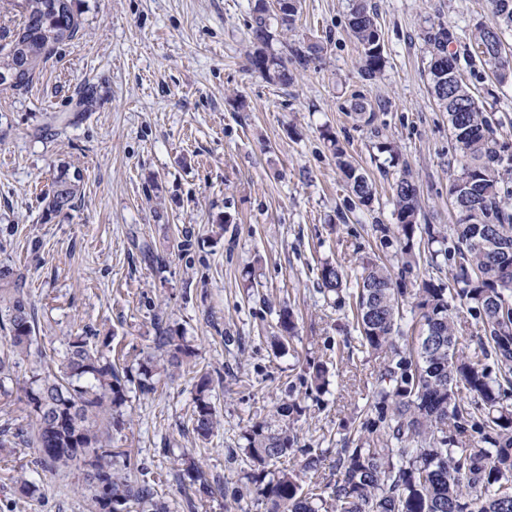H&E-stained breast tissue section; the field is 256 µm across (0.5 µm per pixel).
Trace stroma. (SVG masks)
<instances>
[{
	"label": "stroma",
	"instance_id": "obj_1",
	"mask_svg": "<svg viewBox=\"0 0 512 512\" xmlns=\"http://www.w3.org/2000/svg\"><path fill=\"white\" fill-rule=\"evenodd\" d=\"M372 2L386 66L371 81L358 73L347 0H300L295 30L277 34L273 49L315 36L327 53L287 87L249 68L253 0H77V37L53 49L26 88L0 85V264L20 276L39 347L59 357L85 333L133 368L164 327L194 352L175 374L159 372L154 395L130 389L127 422L112 434L170 512H192L181 455L242 483L243 433L303 397L306 361L326 362L329 384L294 425L302 447L337 448L340 426L369 401L379 362L368 353L342 362L353 315L325 301L321 265L353 275L378 256L406 287L449 282L427 256L406 266L396 238L379 243L377 225L395 222L388 184L398 170L378 145L408 163L420 224L448 235L461 156L430 92L423 34L431 22L448 24L452 51L465 56L490 5ZM461 72L512 143V83L479 66ZM88 86L95 97L84 109L77 102ZM357 96L371 104L372 123L351 112ZM324 129L375 183L370 206L350 192ZM65 167L82 175L76 203L47 211L43 199ZM145 247L157 264L144 260ZM285 306L298 334L277 354L271 336ZM201 368L220 375L211 397L220 424L206 444L190 420ZM37 455L23 444L0 449V512H88L83 464L54 474L35 467ZM22 474L39 484V499L17 492Z\"/></svg>",
	"mask_w": 512,
	"mask_h": 512
}]
</instances>
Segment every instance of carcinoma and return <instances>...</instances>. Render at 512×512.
I'll return each mask as SVG.
<instances>
[{
  "instance_id": "1",
  "label": "carcinoma",
  "mask_w": 512,
  "mask_h": 512,
  "mask_svg": "<svg viewBox=\"0 0 512 512\" xmlns=\"http://www.w3.org/2000/svg\"><path fill=\"white\" fill-rule=\"evenodd\" d=\"M74 4L23 0L18 27L3 31L10 41L0 57V73H11L19 62L25 66L13 87L27 86L50 50L79 32ZM348 9V27L360 47L358 71L372 80L385 64L378 14L371 0H349ZM490 12L491 20L474 29L468 48L470 61L488 67L508 56L503 40L492 31H512V0H490ZM273 21L285 31L294 27L288 14L270 10L266 0H254L251 31L257 46L248 61L265 80L287 87L294 71L322 58L325 46L310 39L276 52L269 47ZM424 42L431 92L448 112L450 136L462 158L449 187L458 224L446 238L430 225L418 224L419 188L405 165L391 185L395 229L379 224L376 231L383 241L396 232L404 251L411 250L416 233H425L428 244H438L431 256L443 257L451 267L452 286L442 288L430 279L418 284L411 311L418 312L423 332L411 344L398 328L406 289L386 266L362 263L352 294L357 344L349 346L347 360L369 353L382 362L372 400L356 415L360 444L352 448L350 439H343L336 449L335 478L324 485L313 481L330 449L298 447L290 425L305 407L292 398L276 406L275 423L262 420L245 431L250 471L244 486L208 479L195 460H188L194 486L188 508H195L196 497L220 494L235 500L246 489L264 512H512V286L505 274L512 267V154L448 51L453 31L433 23ZM327 141L358 202L370 205L373 183L346 158L336 139ZM80 180L76 170L61 173L44 198L47 210L74 207ZM321 285L323 295L335 296L336 307L345 306L340 265L323 264ZM0 286L14 289L0 313V328L7 333V348L0 353V396L12 397L5 381L12 379L20 360L34 354L43 364L22 387L33 430H0V447L31 445L39 452L35 465L54 472L83 461L82 488L91 512H115L118 506L122 512H169L156 483L142 478L141 464L113 450L112 430L125 425L129 385L149 396L157 390V365L174 371L191 357L184 337L159 329L154 351L139 362L135 376L87 335L71 337L57 362L34 347V311L9 265L0 266ZM460 311L477 321L476 335H456L454 314ZM278 328L281 344L296 334L286 308ZM325 376L321 364L309 363L303 384L319 393ZM213 383L209 371L196 381L191 421L203 442L219 425L210 401ZM293 452L304 457L299 471L272 470Z\"/></svg>"
}]
</instances>
